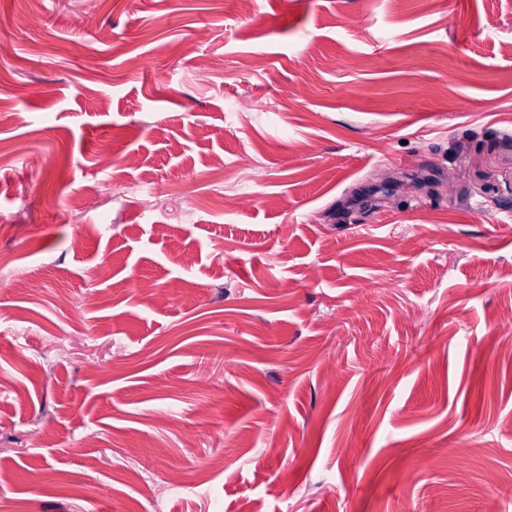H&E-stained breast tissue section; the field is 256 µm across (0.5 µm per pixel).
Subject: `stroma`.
<instances>
[{
  "instance_id": "stroma-1",
  "label": "stroma",
  "mask_w": 512,
  "mask_h": 512,
  "mask_svg": "<svg viewBox=\"0 0 512 512\" xmlns=\"http://www.w3.org/2000/svg\"><path fill=\"white\" fill-rule=\"evenodd\" d=\"M0 253V512H512V0H0Z\"/></svg>"
}]
</instances>
